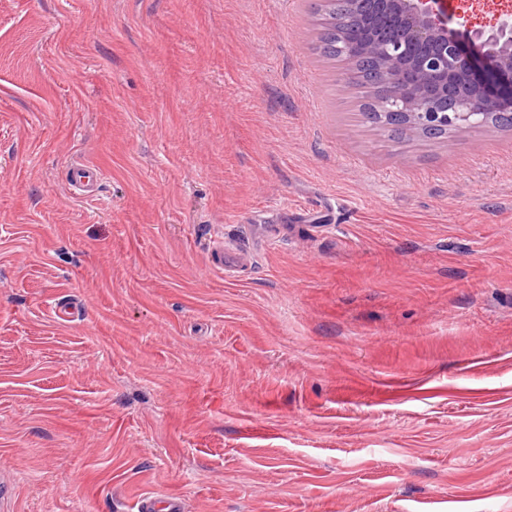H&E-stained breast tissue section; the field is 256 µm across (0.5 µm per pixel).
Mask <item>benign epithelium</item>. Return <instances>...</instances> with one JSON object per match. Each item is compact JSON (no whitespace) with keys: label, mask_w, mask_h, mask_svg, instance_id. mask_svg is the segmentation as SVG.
I'll use <instances>...</instances> for the list:
<instances>
[{"label":"benign epithelium","mask_w":512,"mask_h":512,"mask_svg":"<svg viewBox=\"0 0 512 512\" xmlns=\"http://www.w3.org/2000/svg\"><path fill=\"white\" fill-rule=\"evenodd\" d=\"M348 65L375 63L376 108L424 127L512 113V9L474 27L437 0H344L336 16Z\"/></svg>","instance_id":"7a95c632"}]
</instances>
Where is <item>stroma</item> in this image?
I'll list each match as a JSON object with an SVG mask.
<instances>
[{
    "label": "stroma",
    "instance_id": "stroma-1",
    "mask_svg": "<svg viewBox=\"0 0 512 512\" xmlns=\"http://www.w3.org/2000/svg\"><path fill=\"white\" fill-rule=\"evenodd\" d=\"M318 4L0 0V512H512V130L370 123ZM103 173L100 169H91L88 166L75 162L66 172L68 185L76 195L89 196L95 191ZM185 507L181 501H161L153 496H143L138 500V512H184Z\"/></svg>",
    "mask_w": 512,
    "mask_h": 512
}]
</instances>
